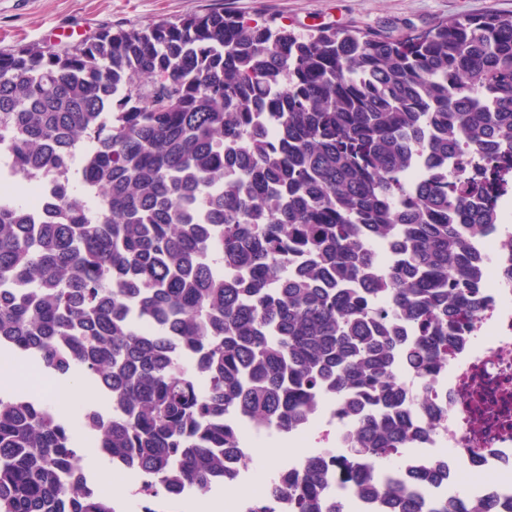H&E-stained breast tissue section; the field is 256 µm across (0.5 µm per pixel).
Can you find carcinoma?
<instances>
[{
  "label": "carcinoma",
  "instance_id": "1",
  "mask_svg": "<svg viewBox=\"0 0 512 512\" xmlns=\"http://www.w3.org/2000/svg\"><path fill=\"white\" fill-rule=\"evenodd\" d=\"M6 136L24 177L84 162L44 224L0 198V368L26 356L98 387L81 425L142 476L141 512H167L176 482L216 486L243 441L225 416L300 429L323 392L357 414L336 475L367 456L357 490L421 512L387 464L412 448L399 365L428 378L448 358L476 309L462 228L497 219L485 181L403 174L421 142L512 170V14L393 38L217 8L22 46L0 53ZM382 238L399 258L378 274ZM82 447L52 402L0 394V512H122L72 477ZM272 492L354 512L317 461Z\"/></svg>",
  "mask_w": 512,
  "mask_h": 512
}]
</instances>
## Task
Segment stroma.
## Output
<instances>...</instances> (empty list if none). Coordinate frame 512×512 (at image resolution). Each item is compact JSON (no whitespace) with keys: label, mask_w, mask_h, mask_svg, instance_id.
I'll return each instance as SVG.
<instances>
[{"label":"stroma","mask_w":512,"mask_h":512,"mask_svg":"<svg viewBox=\"0 0 512 512\" xmlns=\"http://www.w3.org/2000/svg\"><path fill=\"white\" fill-rule=\"evenodd\" d=\"M216 7L300 34L326 26L397 37L446 19L511 14L512 0H0V51L66 49L111 26L140 28Z\"/></svg>","instance_id":"35a3bbf8"}]
</instances>
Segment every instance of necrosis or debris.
Listing matches in <instances>:
<instances>
[{"mask_svg": "<svg viewBox=\"0 0 512 512\" xmlns=\"http://www.w3.org/2000/svg\"><path fill=\"white\" fill-rule=\"evenodd\" d=\"M492 196L498 223L467 235L470 251L484 259L472 283L479 313L462 316L458 340L433 377L399 373L414 400L412 410L425 425L400 458L399 478L406 483L439 471V481L413 488L427 505L437 503L449 484H466L460 512H512V182L493 189ZM316 406L308 427L288 434L240 421L254 442L224 465L225 512H245L247 503L265 498L268 477L251 470L254 443L289 444L287 459L276 469L284 482L299 473L306 458L329 465L336 449L350 446L352 430L336 397L320 394ZM268 501L273 512H295L288 494Z\"/></svg>", "mask_w": 512, "mask_h": 512, "instance_id": "4bbe7bcc", "label": "necrosis or debris"}]
</instances>
